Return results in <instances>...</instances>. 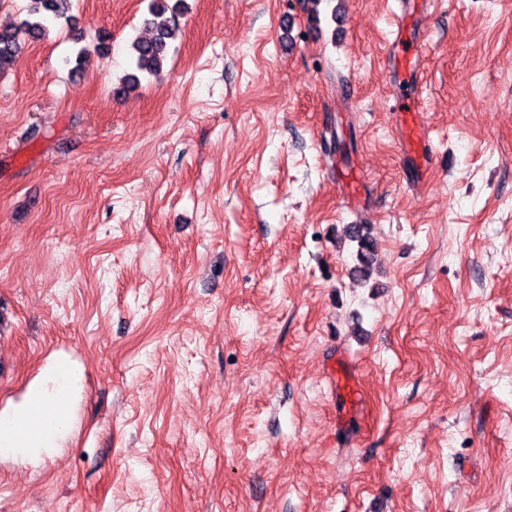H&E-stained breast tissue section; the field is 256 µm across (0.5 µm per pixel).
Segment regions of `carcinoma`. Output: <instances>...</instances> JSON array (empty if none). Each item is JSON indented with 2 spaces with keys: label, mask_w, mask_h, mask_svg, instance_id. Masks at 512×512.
I'll return each mask as SVG.
<instances>
[{
  "label": "carcinoma",
  "mask_w": 512,
  "mask_h": 512,
  "mask_svg": "<svg viewBox=\"0 0 512 512\" xmlns=\"http://www.w3.org/2000/svg\"><path fill=\"white\" fill-rule=\"evenodd\" d=\"M73 0H27V18L20 24L0 29V70L8 67L20 51L25 38L42 39L48 32V19L70 18ZM185 8V0H150L148 11L151 18L146 20L152 36L139 38L131 44L133 72L124 77V90L134 91L141 83V76L157 77L162 73L170 42L179 30L175 18L162 19L166 12L177 14ZM351 240L357 244V269L366 273L375 259L376 246L373 240L360 229L352 231Z\"/></svg>",
  "instance_id": "1"
}]
</instances>
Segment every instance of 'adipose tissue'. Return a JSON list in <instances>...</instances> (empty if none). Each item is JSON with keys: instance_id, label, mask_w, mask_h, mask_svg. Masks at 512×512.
<instances>
[{"instance_id": "adipose-tissue-1", "label": "adipose tissue", "mask_w": 512, "mask_h": 512, "mask_svg": "<svg viewBox=\"0 0 512 512\" xmlns=\"http://www.w3.org/2000/svg\"><path fill=\"white\" fill-rule=\"evenodd\" d=\"M81 378L79 367L69 359H50L25 398L0 413V456L36 463L62 448L73 426L72 404L80 393ZM42 401L54 404L55 414L37 430L26 431Z\"/></svg>"}]
</instances>
